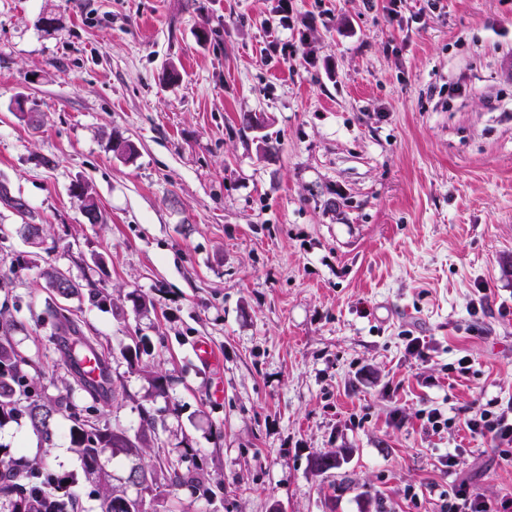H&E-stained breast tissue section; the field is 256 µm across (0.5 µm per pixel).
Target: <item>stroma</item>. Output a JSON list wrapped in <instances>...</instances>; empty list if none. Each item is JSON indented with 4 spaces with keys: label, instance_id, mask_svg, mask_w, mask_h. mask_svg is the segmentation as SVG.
I'll return each instance as SVG.
<instances>
[{
    "label": "stroma",
    "instance_id": "35a3bbf8",
    "mask_svg": "<svg viewBox=\"0 0 512 512\" xmlns=\"http://www.w3.org/2000/svg\"><path fill=\"white\" fill-rule=\"evenodd\" d=\"M0 184L30 211L0 205L13 343L57 394L37 316L79 318L112 356L100 411L134 432L161 410L145 464L198 468L167 512H441L461 482L512 496V463L464 425L512 406V0H0ZM51 264L111 306L59 301ZM328 451L339 468L316 473ZM47 460L99 512L66 435Z\"/></svg>",
    "mask_w": 512,
    "mask_h": 512
}]
</instances>
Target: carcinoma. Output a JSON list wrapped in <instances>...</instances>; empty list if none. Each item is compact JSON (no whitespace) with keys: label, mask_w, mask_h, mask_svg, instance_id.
I'll return each mask as SVG.
<instances>
[{"label":"carcinoma","mask_w":512,"mask_h":512,"mask_svg":"<svg viewBox=\"0 0 512 512\" xmlns=\"http://www.w3.org/2000/svg\"><path fill=\"white\" fill-rule=\"evenodd\" d=\"M0 203L21 215L27 214L25 201L11 195L3 185H0ZM42 277L46 287L66 299L83 291L97 305L112 302V295L105 292L99 281L89 280L83 285L71 278L64 279L55 266L45 268ZM41 321L48 323L56 335L78 337L79 345L75 349L61 350L63 364L73 382L65 386V393L56 396L37 391L35 384L44 374L43 365L15 348L10 336L17 324L13 318L0 313V426L24 418L41 441L51 446L58 434L59 422L67 421L70 443L83 462L85 475L98 474L94 493L100 500V512H152L151 503L160 496L158 489L198 485V473L185 465L183 459L164 457L150 468L140 464L150 447L148 432L155 429L157 422L153 410L140 409V429L133 435L99 412L97 404L116 399L118 392L113 387L110 363L104 352H96L103 373L100 384H89L76 369L75 359L85 348L93 346V342L84 336L79 321L67 315V309L60 306L47 307ZM76 392L83 394L91 404H76L73 401ZM108 453L131 463L123 481L134 476L148 483L150 489L148 496L130 498L127 508L118 511L113 508V502L125 495V491L117 489L112 474L99 466L101 458ZM338 465L336 452L320 453L313 460V467L320 473ZM5 466L12 470V474L0 476V512H78V497L66 491L65 479L53 473L44 458L10 457Z\"/></svg>","instance_id":"cac0c4a2"}]
</instances>
